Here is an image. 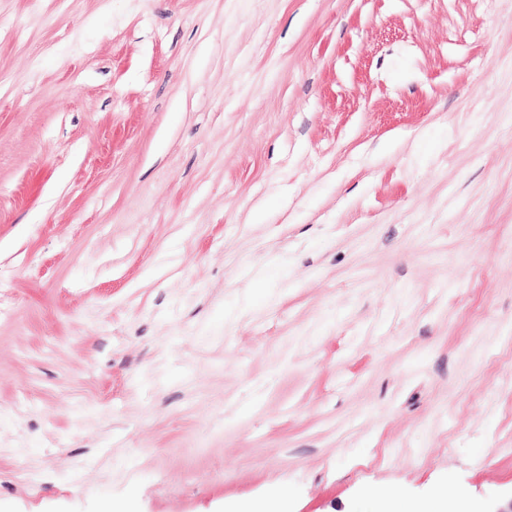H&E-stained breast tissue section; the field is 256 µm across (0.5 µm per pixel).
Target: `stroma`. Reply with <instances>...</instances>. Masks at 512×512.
Returning <instances> with one entry per match:
<instances>
[{"instance_id": "1", "label": "stroma", "mask_w": 512, "mask_h": 512, "mask_svg": "<svg viewBox=\"0 0 512 512\" xmlns=\"http://www.w3.org/2000/svg\"><path fill=\"white\" fill-rule=\"evenodd\" d=\"M512 502V0H0V512Z\"/></svg>"}]
</instances>
